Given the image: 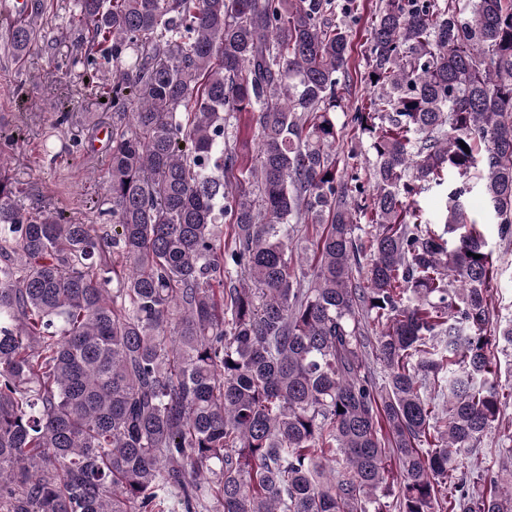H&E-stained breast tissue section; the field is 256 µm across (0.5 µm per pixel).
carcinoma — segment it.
<instances>
[{
  "mask_svg": "<svg viewBox=\"0 0 512 512\" xmlns=\"http://www.w3.org/2000/svg\"><path fill=\"white\" fill-rule=\"evenodd\" d=\"M361 7L75 0L73 64H116L112 236L0 165V512H512L479 229L512 236V0H381L347 140ZM508 435H512V406L504 411L501 415L495 431L484 439L482 443V453L486 456H493L504 462L509 470H512V453L511 458L508 452L509 448H501V440L505 439Z\"/></svg>",
  "mask_w": 512,
  "mask_h": 512,
  "instance_id": "1",
  "label": "carcinoma"
}]
</instances>
